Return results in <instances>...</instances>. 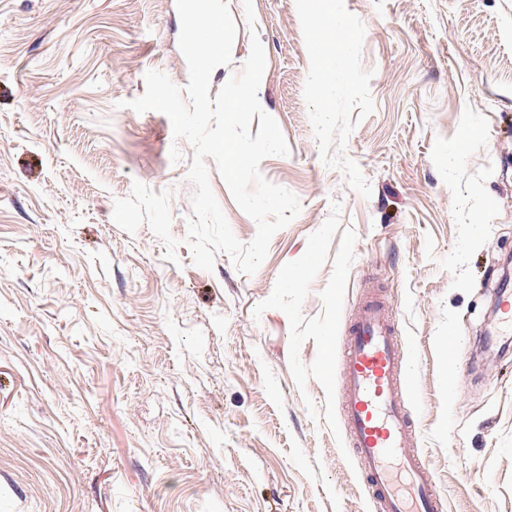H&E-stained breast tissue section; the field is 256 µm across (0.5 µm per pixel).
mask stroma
I'll return each mask as SVG.
<instances>
[{
	"label": "stroma",
	"instance_id": "1",
	"mask_svg": "<svg viewBox=\"0 0 512 512\" xmlns=\"http://www.w3.org/2000/svg\"><path fill=\"white\" fill-rule=\"evenodd\" d=\"M335 3L351 43L323 121L319 0H253L251 25L228 0L209 93L258 32V98L289 146L259 171L300 202L246 276L194 265L193 149L127 106L147 71L188 82L175 0H0V512H381L319 372L372 291L447 512H512V0ZM137 181L170 194L176 261L113 220Z\"/></svg>",
	"mask_w": 512,
	"mask_h": 512
}]
</instances>
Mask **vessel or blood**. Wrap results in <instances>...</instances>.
Returning a JSON list of instances; mask_svg holds the SVG:
<instances>
[{"label": "vessel or blood", "mask_w": 512, "mask_h": 512, "mask_svg": "<svg viewBox=\"0 0 512 512\" xmlns=\"http://www.w3.org/2000/svg\"><path fill=\"white\" fill-rule=\"evenodd\" d=\"M347 444L381 512H446L407 409L411 370L396 314L378 294L360 303L337 372Z\"/></svg>", "instance_id": "b4317fda"}]
</instances>
